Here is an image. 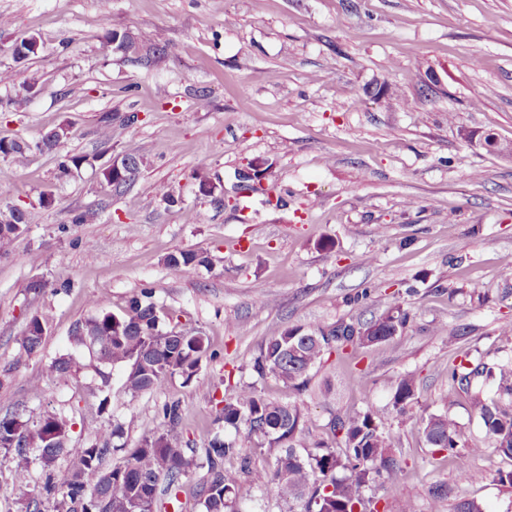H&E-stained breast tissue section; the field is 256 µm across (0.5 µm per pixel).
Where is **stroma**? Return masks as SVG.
Masks as SVG:
<instances>
[{
	"label": "stroma",
	"mask_w": 512,
	"mask_h": 512,
	"mask_svg": "<svg viewBox=\"0 0 512 512\" xmlns=\"http://www.w3.org/2000/svg\"><path fill=\"white\" fill-rule=\"evenodd\" d=\"M1 17L10 23L0 27V67H12L13 80L0 84V138L31 151L21 166L0 160V206L29 217L0 253V418L57 416L75 445L116 422L124 446L105 456L109 469L157 427L167 402L183 409L174 437L201 458L224 433L217 401L239 384L297 405L312 442L327 438L337 410L390 408L397 380L411 373L413 412L387 424L406 478L397 490L371 487L378 512H399L405 500L418 512H455L461 497L512 512V487L496 480L512 459L491 448L468 395L448 385L449 365L512 361V340L499 332L512 322V157L481 145L488 133L512 142V0H110L106 9L99 0H0ZM112 29L164 48L163 60L103 52ZM31 34L38 53L13 62L12 45ZM383 83L404 105L378 95ZM200 95L207 107H197ZM106 113L110 155L139 153L147 166L119 193L94 168L57 179V156L36 147L41 136L66 123L67 151L97 154ZM131 113L137 122L124 124ZM199 171L211 195L200 192ZM161 184L175 202L157 195ZM81 212L91 220L73 223ZM328 239L333 249L322 248ZM180 249L213 264L168 268ZM364 253L371 263H358ZM37 280L42 290H32ZM371 284L380 292L361 298ZM409 285L415 295H405ZM145 287L178 328L205 336L210 355L192 380L176 374L133 395L124 367L98 364L70 331L90 315V296L117 313ZM396 302L410 313L402 334L330 357L305 391L251 370L288 327L366 321ZM43 313L40 348L21 354L20 336ZM442 325L468 334L450 343ZM69 356L78 369L57 381L49 366ZM430 413L462 424L466 482L426 444ZM29 461L27 484H17L15 456L0 449V512H28L35 501L54 512L46 479L77 465L63 454L44 470L34 449ZM438 486L452 495L434 500Z\"/></svg>",
	"instance_id": "obj_1"
}]
</instances>
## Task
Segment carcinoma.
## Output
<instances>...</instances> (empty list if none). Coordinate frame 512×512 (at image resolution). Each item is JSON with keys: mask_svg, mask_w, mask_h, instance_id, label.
<instances>
[{"mask_svg": "<svg viewBox=\"0 0 512 512\" xmlns=\"http://www.w3.org/2000/svg\"><path fill=\"white\" fill-rule=\"evenodd\" d=\"M104 45L121 52L132 62L163 58L160 47L146 48L132 41L123 31L109 30ZM69 126L59 125L47 131L39 148L60 151L69 139ZM29 146L16 139H0V158L21 165ZM120 169L106 167L100 176L117 191L136 180L147 158L142 154L124 156ZM90 165V157L66 153L59 162V177H68ZM29 223L27 211L18 209L17 223H0V250L21 236ZM175 271L207 267L210 256L205 252L178 250L166 257ZM94 314L75 323L72 343L103 365L125 366V388L131 394L162 387L179 374L191 379L209 347L205 337L190 331L169 328L168 313L160 307L153 291L144 288L118 313L106 300H89ZM409 312L399 304L389 307L379 317L363 322L338 321L328 327L305 325L289 327L271 337L254 359L252 370L259 376L272 375L289 389L306 388L310 374L318 369L325 355L342 353L351 346L373 347L386 343L401 333L409 323ZM48 316L30 320L20 339L22 350L32 354L41 346ZM74 367L72 358H60L50 366L53 377L67 380ZM484 376L497 383L498 397L489 398L471 391L472 379ZM451 389L469 395L473 412L485 436L495 448L512 459V362L492 367L469 368L464 364L448 368ZM416 380L411 374L395 384L392 406L403 416L416 400ZM159 425L142 437L124 465L103 469V459L113 439L120 437V426L109 423L101 429L98 441L91 446H68V433L59 419L48 416L30 426L14 417L0 418V448L15 453V482H28L27 449L41 450V463L51 470L57 457L66 452L78 466L57 483L47 478L46 494L60 496L57 512H156L159 496L168 502L178 501L182 477L199 466L195 455L172 441L170 432L182 418L179 403L163 404L157 411ZM217 419L224 422V437H214L206 449L205 460L212 478L202 490L200 504L205 512H241L240 504L250 500L255 490L271 486L286 503L305 501L303 512H376V502L367 495L378 480L393 488L404 480V470L389 441L387 422L390 414L372 405L352 413H338L329 423L334 444L323 441L304 442L305 416L292 404L272 401L253 385L242 384L234 397L220 400ZM260 445L277 449L274 467L251 470L243 483L224 463L240 459V469L250 470L249 461L241 457L238 444L240 429ZM426 443L445 452L459 478L468 477L469 456L457 451L462 426L448 413H430L422 418Z\"/></svg>", "mask_w": 512, "mask_h": 512, "instance_id": "carcinoma-1", "label": "carcinoma"}]
</instances>
